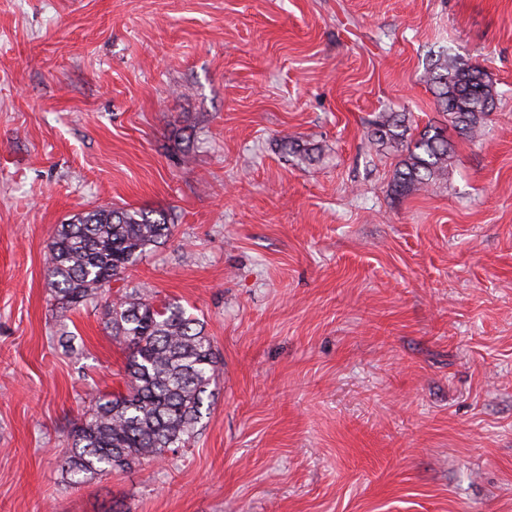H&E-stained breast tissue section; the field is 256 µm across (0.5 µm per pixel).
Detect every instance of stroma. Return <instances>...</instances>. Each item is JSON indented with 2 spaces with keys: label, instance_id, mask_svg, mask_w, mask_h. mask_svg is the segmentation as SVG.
I'll return each instance as SVG.
<instances>
[{
  "label": "stroma",
  "instance_id": "obj_1",
  "mask_svg": "<svg viewBox=\"0 0 512 512\" xmlns=\"http://www.w3.org/2000/svg\"><path fill=\"white\" fill-rule=\"evenodd\" d=\"M444 50L497 100L400 197L368 123L438 120ZM105 204L172 235L61 312L54 231ZM135 290L219 379L189 446L76 487ZM0 512H512V0H0Z\"/></svg>",
  "mask_w": 512,
  "mask_h": 512
}]
</instances>
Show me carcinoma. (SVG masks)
Instances as JSON below:
<instances>
[{
	"mask_svg": "<svg viewBox=\"0 0 512 512\" xmlns=\"http://www.w3.org/2000/svg\"><path fill=\"white\" fill-rule=\"evenodd\" d=\"M446 116L410 133L406 115L381 112L373 121V144L401 153L393 191L406 196L448 173V129L479 137L497 91L488 74L448 55L428 71ZM167 216L143 209L97 206L58 225L49 245L47 277L63 311L102 294L148 249L171 236ZM112 335L128 350L126 392L96 397L74 423L65 472L86 480L163 457L195 437L204 396L219 376V361L199 319L178 307L159 309L132 292L107 307Z\"/></svg>",
	"mask_w": 512,
	"mask_h": 512,
	"instance_id": "carcinoma-1",
	"label": "carcinoma"
}]
</instances>
